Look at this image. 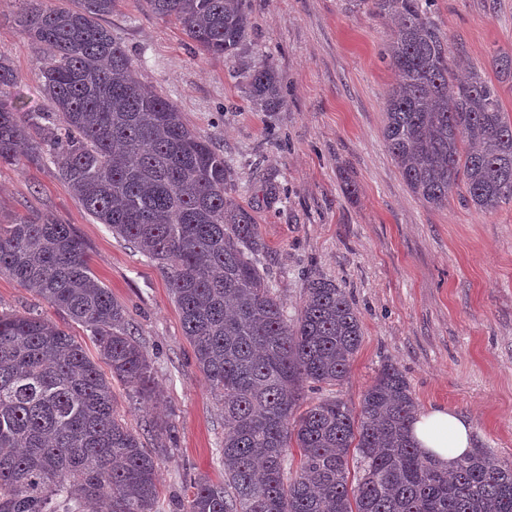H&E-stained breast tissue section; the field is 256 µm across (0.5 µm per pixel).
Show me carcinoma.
I'll use <instances>...</instances> for the list:
<instances>
[{
	"label": "carcinoma",
	"mask_w": 512,
	"mask_h": 512,
	"mask_svg": "<svg viewBox=\"0 0 512 512\" xmlns=\"http://www.w3.org/2000/svg\"><path fill=\"white\" fill-rule=\"evenodd\" d=\"M22 2L17 25L48 49L46 107L18 111V75L0 59V163L53 164L88 215L167 269L184 336L224 405V480H195L185 512H512V465L477 448L449 472L414 448V397L392 364L358 409L334 398L297 412L300 387L341 384L361 345L345 291L312 279L288 316L224 156L144 89L137 59L103 24L114 0ZM144 2L202 53L239 56L243 0ZM348 2L395 20L383 137L411 193L433 208L455 189L484 212L511 203L512 117L495 84L449 54L434 0ZM245 69L253 104L279 110L276 66ZM0 276L64 312L96 349L38 313L0 312V512H93L101 500L154 512L157 453L112 409L114 380L158 397L148 353L84 243L49 217L0 224Z\"/></svg>",
	"instance_id": "1"
}]
</instances>
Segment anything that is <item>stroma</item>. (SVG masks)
I'll list each match as a JSON object with an SVG mask.
<instances>
[{"instance_id": "35a3bbf8", "label": "stroma", "mask_w": 512, "mask_h": 512, "mask_svg": "<svg viewBox=\"0 0 512 512\" xmlns=\"http://www.w3.org/2000/svg\"><path fill=\"white\" fill-rule=\"evenodd\" d=\"M21 0H0V55L19 75V111L45 106L35 62L44 49L15 23ZM251 27L239 59L206 56L142 0H115L113 35L138 54L147 87L173 101L186 124L223 153L238 196L266 244L263 268L295 313L308 279L342 288L363 339L342 385L308 388L305 402L358 406L383 364L405 375L418 409L470 419L473 445L512 464V203L485 213L452 194L424 204L407 188L383 138L394 74L381 51L390 20L347 0H243ZM453 54L493 76L512 53V0H435ZM267 57L284 102L263 112L245 94L242 61ZM50 216L71 225L97 277L121 302L145 346L159 399L121 383L118 414L153 447L150 426L171 438L158 458L154 512H183L194 479L224 478V411L183 334L164 270L96 223L53 165H0V224ZM38 311L80 326L30 291L0 279V311Z\"/></svg>"}]
</instances>
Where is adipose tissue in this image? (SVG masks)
I'll return each mask as SVG.
<instances>
[{
    "instance_id": "ef3b65f1",
    "label": "adipose tissue",
    "mask_w": 512,
    "mask_h": 512,
    "mask_svg": "<svg viewBox=\"0 0 512 512\" xmlns=\"http://www.w3.org/2000/svg\"><path fill=\"white\" fill-rule=\"evenodd\" d=\"M411 435L422 453L445 467L454 465L458 458L472 450L470 421L445 408L418 413L411 424Z\"/></svg>"
}]
</instances>
